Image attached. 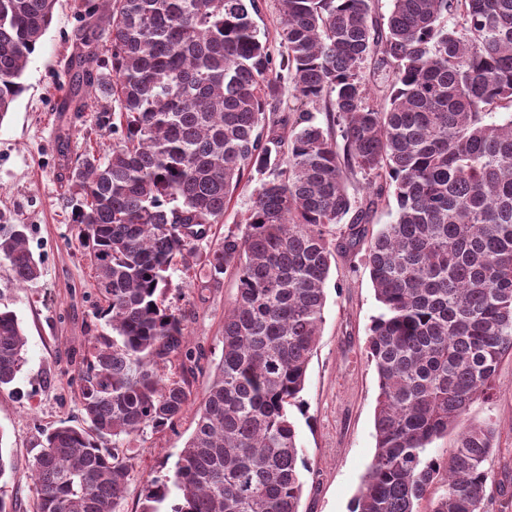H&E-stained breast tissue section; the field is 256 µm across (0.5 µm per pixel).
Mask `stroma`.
<instances>
[{
	"label": "stroma",
	"instance_id": "1",
	"mask_svg": "<svg viewBox=\"0 0 512 512\" xmlns=\"http://www.w3.org/2000/svg\"><path fill=\"white\" fill-rule=\"evenodd\" d=\"M87 2L57 0L23 73L24 91L0 122V225H27L28 246L42 262L41 277L21 286L0 261V301L15 312L27 340L22 372L0 392V451L21 463L38 450L43 430L80 420L82 360L93 336L106 330L96 271L74 223L70 176L85 154L105 155L118 135L98 126L95 99L81 112L57 109L68 89L70 61L78 51L74 34ZM253 189V183H241L222 223L198 242V255L243 223ZM364 253L361 247L336 251L325 284L321 336L301 393L304 408L291 412L306 461L300 512H350L375 452L379 390L366 343L380 307ZM198 269L195 263L172 266L163 295L186 332L185 352L172 358L166 372L187 378L197 401L220 358L224 313L237 293L234 274L208 287ZM496 387V397L475 402L462 424L494 429L496 449L487 467L494 478L512 480V355L500 362ZM194 427L187 413L174 426L148 427L120 441L131 468L119 512H141L144 483L172 473Z\"/></svg>",
	"mask_w": 512,
	"mask_h": 512
}]
</instances>
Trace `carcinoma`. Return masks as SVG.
<instances>
[{
  "mask_svg": "<svg viewBox=\"0 0 512 512\" xmlns=\"http://www.w3.org/2000/svg\"><path fill=\"white\" fill-rule=\"evenodd\" d=\"M56 0H0V123L24 91L29 57ZM281 0L274 57L254 17L258 0H109L85 10L75 97L118 103L122 136L72 172L75 222L110 333L81 373L83 424L43 432L20 468L0 448V479L31 481L33 512H117L129 458L117 443L174 425L194 409L195 430L172 475L146 481L141 512H300V453L289 407L320 336L336 244L371 209L395 201L365 251L380 313L367 355L379 394L376 451L351 512H417L445 480L432 512H485L490 427H468L450 458L432 442L470 406L494 396L512 354V0ZM454 17L448 26V17ZM111 54L105 72L99 37ZM380 78L388 106L372 103ZM324 103L326 125L282 109ZM343 144H338V141ZM362 174L366 204L348 193ZM255 182L245 223L203 260L205 279L232 270L222 354L206 392L165 373L181 349L182 318L165 307L167 272L196 255L242 180ZM26 227H0V260L16 283L41 275ZM16 314L0 306V390L26 363Z\"/></svg>",
  "mask_w": 512,
  "mask_h": 512,
  "instance_id": "carcinoma-1",
  "label": "carcinoma"
}]
</instances>
